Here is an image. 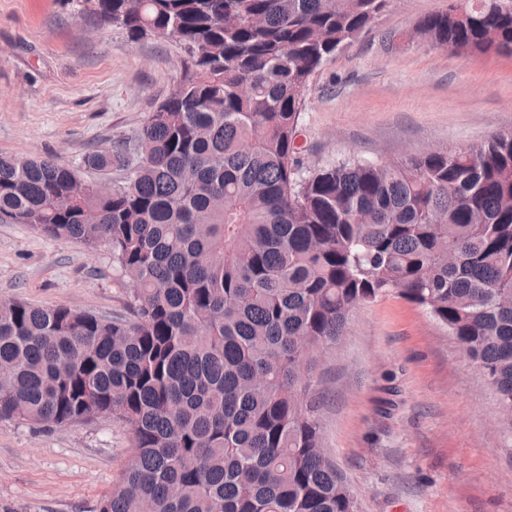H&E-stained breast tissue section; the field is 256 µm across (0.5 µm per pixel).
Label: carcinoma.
I'll return each instance as SVG.
<instances>
[{
	"instance_id": "cac0c4a2",
	"label": "carcinoma",
	"mask_w": 512,
	"mask_h": 512,
	"mask_svg": "<svg viewBox=\"0 0 512 512\" xmlns=\"http://www.w3.org/2000/svg\"><path fill=\"white\" fill-rule=\"evenodd\" d=\"M389 2L77 0L186 53L134 148L0 154V224L105 247L130 287V319L0 301V421L131 431L99 512H356L322 446L314 356L388 295L448 331L512 427V133L313 171L298 156L314 74ZM413 37L512 55V0H453ZM114 169L112 192H76Z\"/></svg>"
}]
</instances>
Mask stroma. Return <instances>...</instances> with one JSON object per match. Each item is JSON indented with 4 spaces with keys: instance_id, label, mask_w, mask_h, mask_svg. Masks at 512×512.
I'll return each mask as SVG.
<instances>
[{
    "instance_id": "obj_1",
    "label": "stroma",
    "mask_w": 512,
    "mask_h": 512,
    "mask_svg": "<svg viewBox=\"0 0 512 512\" xmlns=\"http://www.w3.org/2000/svg\"><path fill=\"white\" fill-rule=\"evenodd\" d=\"M450 0H391L315 74L296 142L308 169L399 160L512 131V56L411 41ZM164 39L97 28L73 0H0V153L71 162L134 138L171 92ZM0 299L127 314L106 248L0 224ZM322 442L357 512H512V427L495 388L425 311L395 296L355 309L314 371ZM133 453L103 415L37 428L0 421V512H97Z\"/></svg>"
}]
</instances>
